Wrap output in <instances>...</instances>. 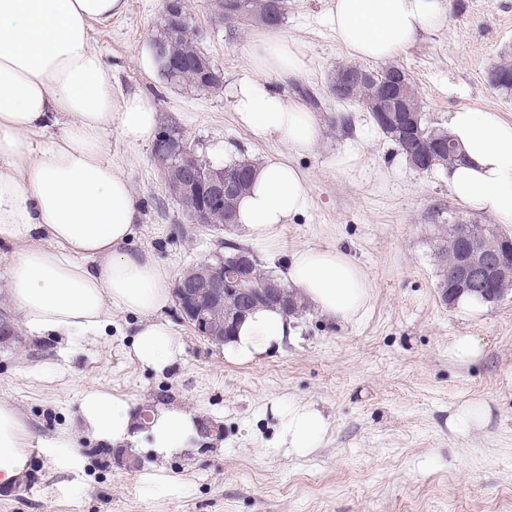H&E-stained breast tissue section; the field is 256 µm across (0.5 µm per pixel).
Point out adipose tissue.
<instances>
[{"instance_id":"1","label":"adipose tissue","mask_w":512,"mask_h":512,"mask_svg":"<svg viewBox=\"0 0 512 512\" xmlns=\"http://www.w3.org/2000/svg\"><path fill=\"white\" fill-rule=\"evenodd\" d=\"M126 8L127 0H0V247L13 249L1 285L35 336H95L113 313L137 316L128 358L160 371L182 354L161 319L172 302V276L149 251L129 246L139 205L105 140L115 126L128 143L151 142L157 112L143 94L114 105L112 74L91 37L93 25ZM329 16L351 57L375 61L395 57L447 21L442 0H330ZM248 57L255 76L241 81L236 114L256 139L290 149L256 165L238 206L240 227L253 244L266 246L310 205L309 178L290 155L310 151L320 127L313 112L283 100L270 84L306 76L298 42L263 30ZM448 131L466 155L446 171L451 192L469 208L512 224V122L493 110L461 108L449 113ZM37 236L49 247H34ZM279 276L310 309L342 324L356 321L371 299L362 268L335 248L294 251ZM295 334L294 318L261 308L241 323L224 355L250 362ZM271 413L289 454L305 457L319 448L327 420L315 405L275 404ZM80 417L87 432L109 444L135 438L121 396L87 392ZM198 429L188 411L155 409L148 446L169 456L197 439ZM24 434L19 411L0 401V488L16 486L26 473Z\"/></svg>"}]
</instances>
